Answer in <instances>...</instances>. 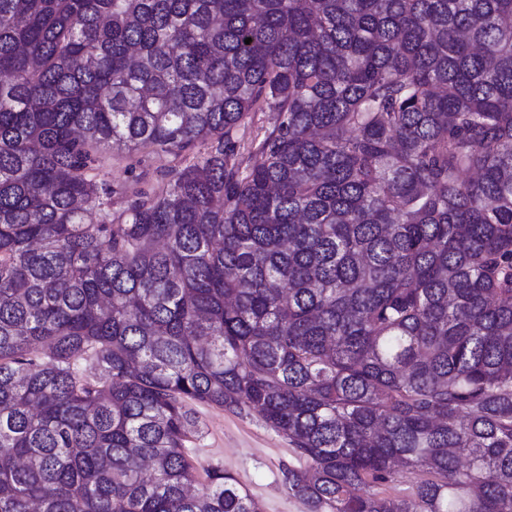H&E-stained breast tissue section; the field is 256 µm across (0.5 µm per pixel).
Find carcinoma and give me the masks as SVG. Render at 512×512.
Wrapping results in <instances>:
<instances>
[{
  "label": "carcinoma",
  "instance_id": "carcinoma-1",
  "mask_svg": "<svg viewBox=\"0 0 512 512\" xmlns=\"http://www.w3.org/2000/svg\"><path fill=\"white\" fill-rule=\"evenodd\" d=\"M189 401L308 512H512V0H0V512H259ZM276 120L277 115L274 112H256L252 122L241 127L238 137L244 139V141L254 138L257 134L261 137L277 124ZM170 157L144 151L130 157L124 152L112 151L102 159V175L118 190L126 191L112 198L113 208L126 206L135 197L133 188L151 191L164 184L166 170L174 165ZM189 408L200 432L187 447L201 480L205 470L218 467L249 491L260 512H307L283 482L285 469L302 465L287 437L252 412L193 402ZM416 475L406 469H401L394 482L389 483L386 486H382L378 489V492L382 495L391 497L407 498L411 493V486L416 480Z\"/></svg>",
  "mask_w": 512,
  "mask_h": 512
}]
</instances>
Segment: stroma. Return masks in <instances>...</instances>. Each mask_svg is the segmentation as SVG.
Returning a JSON list of instances; mask_svg holds the SVG:
<instances>
[{
	"label": "stroma",
	"mask_w": 512,
	"mask_h": 512,
	"mask_svg": "<svg viewBox=\"0 0 512 512\" xmlns=\"http://www.w3.org/2000/svg\"><path fill=\"white\" fill-rule=\"evenodd\" d=\"M170 157L144 151L130 156L107 154L102 173L117 190L113 201L123 207L136 189L163 186ZM200 432L188 449L198 470L219 468L231 474L258 503L260 512H307L306 505L289 494L283 472L299 466L287 437L272 429L255 413H233L207 404H192Z\"/></svg>",
	"instance_id": "1"
}]
</instances>
